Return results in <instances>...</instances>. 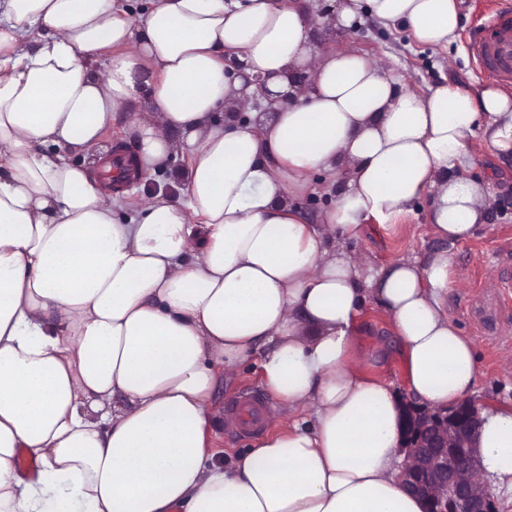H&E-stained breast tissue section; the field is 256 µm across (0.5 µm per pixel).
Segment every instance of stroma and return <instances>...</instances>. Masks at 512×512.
Masks as SVG:
<instances>
[{"label":"stroma","mask_w":512,"mask_h":512,"mask_svg":"<svg viewBox=\"0 0 512 512\" xmlns=\"http://www.w3.org/2000/svg\"><path fill=\"white\" fill-rule=\"evenodd\" d=\"M463 34L445 48L416 43L399 26L380 23L366 10H359L350 28L328 33L324 26L312 32L313 46L335 45L391 66L404 87L418 93L448 79L478 86L485 77L471 59L464 33L477 25L484 0H462ZM475 171L488 175L496 171L501 190L492 203L486 225L470 239L451 245L455 286L448 293V316L476 348L481 372L475 400L478 404L512 408V292L494 287L495 273L502 259L512 253V157H494L486 144L471 138ZM428 224V203L420 201L415 211L397 224L371 225L361 240L350 243L356 255L379 267L406 256H425L440 248ZM362 342L369 355L363 370L405 392L407 379L399 354H383L380 339L390 328L382 311L367 305L359 319ZM258 357H251L229 379L218 382L212 401L216 416H223L225 402L249 390H262Z\"/></svg>","instance_id":"stroma-1"}]
</instances>
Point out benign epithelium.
I'll return each mask as SVG.
<instances>
[{"instance_id": "benign-epithelium-1", "label": "benign epithelium", "mask_w": 512, "mask_h": 512, "mask_svg": "<svg viewBox=\"0 0 512 512\" xmlns=\"http://www.w3.org/2000/svg\"><path fill=\"white\" fill-rule=\"evenodd\" d=\"M310 82L306 73L298 72L291 79V90L273 93L266 79L257 77L253 83L266 106L254 103L252 109L259 116L253 119L243 104L234 109V115L240 122H258L297 102ZM477 426L478 409L469 402L438 410L407 406L400 445L405 454L404 481L410 491L426 500L428 512H497L488 488L474 479L478 458L472 439Z\"/></svg>"}]
</instances>
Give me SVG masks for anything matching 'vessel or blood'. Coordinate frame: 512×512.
I'll use <instances>...</instances> for the list:
<instances>
[{"label": "vessel or blood", "mask_w": 512, "mask_h": 512, "mask_svg": "<svg viewBox=\"0 0 512 512\" xmlns=\"http://www.w3.org/2000/svg\"><path fill=\"white\" fill-rule=\"evenodd\" d=\"M469 40L480 67L512 80V0H497ZM265 409V400L253 391L228 403L224 416L238 431L257 433L266 425Z\"/></svg>", "instance_id": "b4317fda"}]
</instances>
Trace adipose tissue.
Returning a JSON list of instances; mask_svg holds the SVG:
<instances>
[{"label": "adipose tissue", "instance_id": "obj_1", "mask_svg": "<svg viewBox=\"0 0 512 512\" xmlns=\"http://www.w3.org/2000/svg\"><path fill=\"white\" fill-rule=\"evenodd\" d=\"M460 6L342 0L336 20L364 7L440 47ZM316 20L309 0H0V512H425L401 478L404 400L364 374L357 319L373 303L389 321L408 399H469L450 259L376 269L348 244L424 198L438 239L471 238L493 180L469 141L512 155V93L491 76L405 90L361 54L314 50ZM299 69L297 104L225 117L257 93L245 76L282 92ZM121 112L140 173L187 155L184 200L127 211L71 160ZM340 172L307 223L294 197ZM257 351L295 420L225 464L211 393ZM475 446L482 482L512 493V410L481 409Z\"/></svg>", "mask_w": 512, "mask_h": 512}]
</instances>
